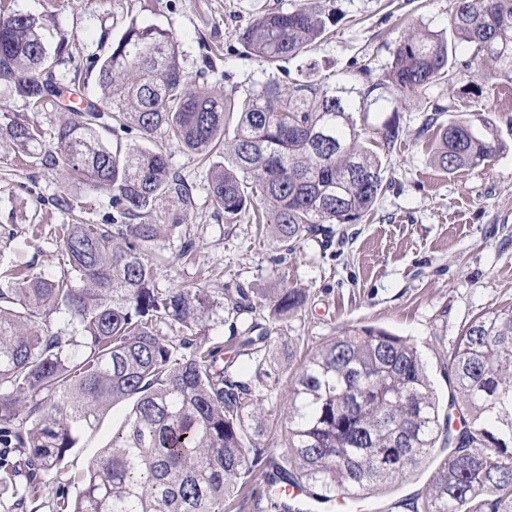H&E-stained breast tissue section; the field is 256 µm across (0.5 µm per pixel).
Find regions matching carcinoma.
<instances>
[{
    "label": "carcinoma",
    "instance_id": "1",
    "mask_svg": "<svg viewBox=\"0 0 512 512\" xmlns=\"http://www.w3.org/2000/svg\"><path fill=\"white\" fill-rule=\"evenodd\" d=\"M334 12L323 0L286 9L264 4L239 32L261 62L304 60L288 86L271 78L238 94L218 95L202 56L196 77L184 70L169 31L130 21L106 54L90 62L98 102L50 132L7 113L0 138L40 160L64 165L109 193L111 221L56 224L66 270L47 278L0 264V488L6 512H31L44 477L95 429L111 405L132 409L112 444L87 465L82 489L58 512H224L230 499L251 512H302L338 498L361 502L429 470L410 512H512V306H490L459 333L449 354L450 408L462 419L440 424V402L416 345L384 329L354 327L325 341L290 382L284 448L262 444L273 407L280 353L273 334L302 312L303 288L269 295L224 289V311L251 323L243 336H206L211 296L203 288H156L160 240L184 230L179 256L195 239L185 220L194 185L169 163L162 132L207 168L209 196L235 224L249 216L294 242L321 224H354L386 192L385 159L402 141L392 117L368 124L381 100L392 112L428 113L422 133L435 140L431 162L454 173L475 169L501 145L493 124L439 118L448 108L432 95L454 89L456 47L472 78L512 82V0H453L448 27L401 36L382 78L369 77L357 97H343L309 59L330 33ZM38 19L0 18V80L30 111L59 104L66 87L56 68L76 47H50ZM115 144L103 141L104 119ZM145 144H123L132 132ZM58 207L84 213L88 202L62 196ZM173 206L170 223L155 216ZM64 315L53 329L49 315ZM166 324L171 335L158 334ZM448 455L432 464L437 445Z\"/></svg>",
    "mask_w": 512,
    "mask_h": 512
}]
</instances>
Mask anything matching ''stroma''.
<instances>
[{
    "mask_svg": "<svg viewBox=\"0 0 512 512\" xmlns=\"http://www.w3.org/2000/svg\"><path fill=\"white\" fill-rule=\"evenodd\" d=\"M264 0H0L4 12L39 18L49 44L65 38L78 54L57 73L80 98H93L94 79L85 75L90 59L106 51L105 38H117L130 19L172 33L187 73H196L206 47L218 48L216 85L232 80L246 90L269 77L296 73L299 63L275 70L247 56L237 40L239 29L255 17ZM339 21L332 36L313 52L320 73L331 86L352 88L362 67L380 76L395 41L408 27L441 30L448 25L452 0H329ZM444 105L461 117L490 118L495 139L504 145L484 166L454 174L431 165L420 130L419 108L400 110L403 138L390 153L384 177L390 187L374 214L356 224L335 227L332 247L309 237L286 248L273 232L256 235L243 220L227 224L215 217L216 206L204 188L206 171L175 138H167L173 168L197 187L196 206L187 218L196 237L190 262L178 260L179 241L163 244L170 261L156 274V286L201 285L214 301L208 336L218 341L243 332L246 321H224V291L278 288L306 289L305 314L289 319L284 331L295 351L283 362L277 391L279 411L263 438L280 453L285 438L288 385L305 357L330 337L353 326H376L415 342L422 354L442 407H449L451 389L439 357L450 350L472 317L492 305L512 304V85L476 89L468 72L458 74ZM51 129L68 120L70 108L32 112L8 83L0 82V113ZM91 195L88 213H67L54 205L63 195ZM16 214L12 240L0 237V260L32 266L34 272L59 274L61 245L54 234L29 238V224H101L110 213L108 195L73 180L64 167L47 169L34 160L20 161L17 148L0 140V227ZM129 411L122 403L107 410L99 425L81 434L79 443L41 485L37 512H56L57 496H76L93 457L112 442V434Z\"/></svg>",
    "mask_w": 512,
    "mask_h": 512,
    "instance_id": "obj_1",
    "label": "stroma"
}]
</instances>
